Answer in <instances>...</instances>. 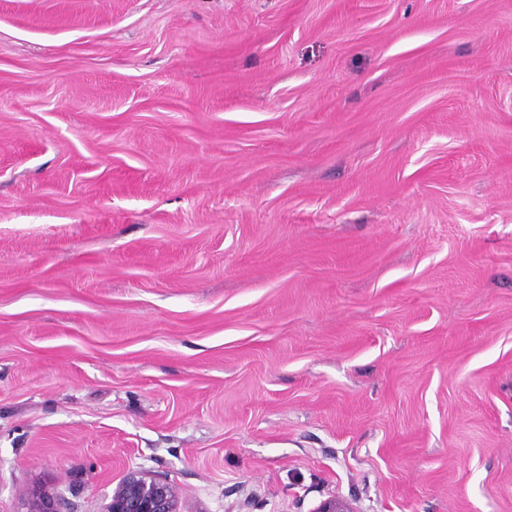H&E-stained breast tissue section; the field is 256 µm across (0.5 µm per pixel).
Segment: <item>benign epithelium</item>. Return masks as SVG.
Listing matches in <instances>:
<instances>
[{
	"mask_svg": "<svg viewBox=\"0 0 512 512\" xmlns=\"http://www.w3.org/2000/svg\"><path fill=\"white\" fill-rule=\"evenodd\" d=\"M25 512H73L70 503L34 487L24 494ZM105 512H183L176 488L145 470H131L112 490Z\"/></svg>",
	"mask_w": 512,
	"mask_h": 512,
	"instance_id": "benign-epithelium-1",
	"label": "benign epithelium"
}]
</instances>
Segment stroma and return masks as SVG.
I'll return each mask as SVG.
<instances>
[{
  "mask_svg": "<svg viewBox=\"0 0 512 512\" xmlns=\"http://www.w3.org/2000/svg\"><path fill=\"white\" fill-rule=\"evenodd\" d=\"M512 512V0H0V512ZM176 488L145 470H131L112 490L105 512H183ZM23 496L25 512H73L68 500L42 488L33 487Z\"/></svg>",
  "mask_w": 512,
  "mask_h": 512,
  "instance_id": "obj_1",
  "label": "stroma"
}]
</instances>
